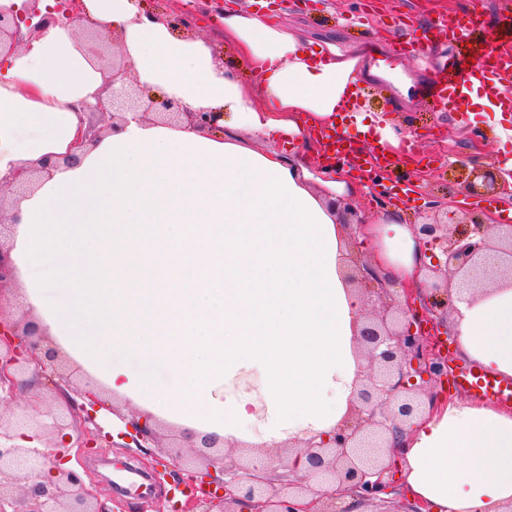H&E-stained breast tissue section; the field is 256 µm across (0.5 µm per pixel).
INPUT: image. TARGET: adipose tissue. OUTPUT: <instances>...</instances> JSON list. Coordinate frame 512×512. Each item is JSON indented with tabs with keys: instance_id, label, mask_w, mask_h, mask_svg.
Returning <instances> with one entry per match:
<instances>
[{
	"instance_id": "ef3b65f1",
	"label": "adipose tissue",
	"mask_w": 512,
	"mask_h": 512,
	"mask_svg": "<svg viewBox=\"0 0 512 512\" xmlns=\"http://www.w3.org/2000/svg\"><path fill=\"white\" fill-rule=\"evenodd\" d=\"M87 26L122 35L150 94L223 113V131L129 121L19 198L10 248L22 304L114 396L185 435L253 448L329 431L348 416L364 361L361 295L344 279L345 231L327 206L342 179L242 142L328 141L347 113L366 140L401 153L408 132L349 103L372 68L333 45L311 49L256 11L220 9L241 82L213 43L174 34L137 0H84ZM70 24L0 59V177L71 152L110 71ZM264 106H257L255 97ZM357 238L398 288H427L430 261L397 218ZM449 327L473 364L512 377V284L455 304ZM412 500L431 512L512 506V413L438 399L395 454Z\"/></svg>"
}]
</instances>
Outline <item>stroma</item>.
Here are the masks:
<instances>
[{"label": "stroma", "instance_id": "1", "mask_svg": "<svg viewBox=\"0 0 512 512\" xmlns=\"http://www.w3.org/2000/svg\"><path fill=\"white\" fill-rule=\"evenodd\" d=\"M477 23L466 44L447 42L432 63L397 52L401 28L409 32L431 31L435 17L446 14L463 17L469 0H310L309 4L273 15L297 30L304 39L336 45L340 50H355L367 56L371 64L400 67L415 79L410 102H403L385 82L366 78L367 109L383 113L396 121L415 140V165L393 160L382 170L385 184L393 194L381 197L369 174L353 172L346 195L367 223L399 216L414 225L434 210L447 211L449 224H456L463 213L472 212L485 219H496L504 204L493 194H473L467 189L475 173L488 168H503L512 161V137L501 141L487 134L498 123L491 109L477 115L475 125H461L460 116L434 107L424 97L426 88L442 71H457L468 58L491 47L512 49V0H478ZM161 447L150 454L130 448L113 447L102 438L97 448L82 459L84 479L94 481L103 498L121 501L124 512H175L179 495L172 481L160 480L152 496L132 498L118 492L111 476L101 475L97 461L106 456L143 470L169 463L172 446L179 443V430L161 423Z\"/></svg>", "mask_w": 512, "mask_h": 512}]
</instances>
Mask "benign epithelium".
Returning a JSON list of instances; mask_svg holds the SVG:
<instances>
[{"label": "benign epithelium", "mask_w": 512, "mask_h": 512, "mask_svg": "<svg viewBox=\"0 0 512 512\" xmlns=\"http://www.w3.org/2000/svg\"><path fill=\"white\" fill-rule=\"evenodd\" d=\"M34 6L25 19L14 11L0 8V56L12 52L32 39L48 24H72L80 16L73 5L78 0H63L65 7L41 13ZM38 21H33V18ZM28 27L27 37L20 34V22ZM112 99L98 101L97 111H107L110 121L103 127L88 124L76 142L82 148L101 134L119 128L127 116L148 120L158 116L177 124L187 117L201 129H217L222 112H189L177 101L157 99L146 94L121 51L112 53ZM55 166L46 158L31 169H19L3 189L27 191ZM343 226L363 227L364 219L343 196L328 201ZM416 237L426 246L439 249L444 261L429 268L432 295L437 297L428 313L448 323V299L451 294L464 300L485 284L512 278V224H487L471 215L458 228L440 220L434 212L415 225ZM352 272L347 282L363 294L370 308L363 314L357 344L366 360L367 372L351 402L348 417L328 432L300 442L305 459L302 477L294 476L295 465L283 456L272 469L263 457L239 464L226 457L224 450L209 435L200 444L188 445L190 454L180 451L172 456L179 470L177 486L189 494L184 512H239L252 503L255 512H336V500L349 495L359 504L374 503L392 488L385 480L390 470L395 445L402 425L426 408L431 393L427 382L447 380V356L427 344L423 328V309L412 294L400 300L390 284L356 253L349 254ZM14 267L0 243V291L14 282ZM58 353L46 344L36 320H17L0 312V404L15 399L17 392L30 390L36 383L24 377L34 367L45 384L61 399L56 411L42 410V396H30L21 414L0 417V512H111L97 491L87 485L80 473L64 468L70 452L81 457L93 443L73 439L69 430L92 424L95 413L104 407L100 392L91 385L69 390V382L58 372ZM121 434L125 443L117 447L158 448L157 421L148 413H137ZM37 441L44 448L27 447L17 440ZM49 476H43L48 463Z\"/></svg>", "instance_id": "obj_1"}]
</instances>
